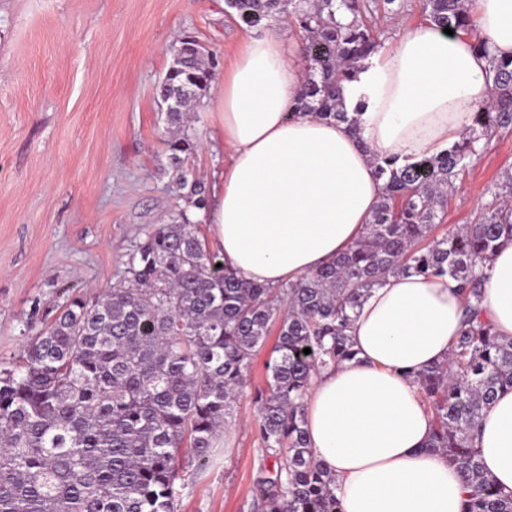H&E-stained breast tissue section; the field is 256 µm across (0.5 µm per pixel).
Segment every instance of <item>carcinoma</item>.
Returning a JSON list of instances; mask_svg holds the SVG:
<instances>
[{
  "label": "carcinoma",
  "mask_w": 512,
  "mask_h": 512,
  "mask_svg": "<svg viewBox=\"0 0 512 512\" xmlns=\"http://www.w3.org/2000/svg\"><path fill=\"white\" fill-rule=\"evenodd\" d=\"M467 0H423L438 28L469 32ZM395 0H227L239 24L285 19L305 33L304 90L288 109L344 122L342 83L379 45L373 18ZM352 20L342 22L343 13ZM492 98L443 153L399 166L375 159L385 180L359 239L327 266L281 287L249 283L218 266L182 210L154 224L128 254L123 278L90 300L71 297L0 365V512H175L181 449L204 466L248 385L252 360L273 326L266 387L254 394L266 457L288 450L260 481L254 512H340L331 474L309 447L304 397L312 375L354 358L347 329L372 288L400 274L453 280L466 303L448 357L420 372L432 415L429 451L448 457L469 489L462 512H512L472 448L497 394L512 389V338L481 317L484 267L512 240V174L488 189L478 221L434 235L438 212L492 141L512 131V58L482 41ZM218 66L198 45L175 47L157 95L166 112L168 160L187 206H207L204 183L185 167L191 105ZM308 348L311 353H303Z\"/></svg>",
  "instance_id": "carcinoma-1"
}]
</instances>
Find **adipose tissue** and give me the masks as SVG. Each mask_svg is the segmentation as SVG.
I'll return each mask as SVG.
<instances>
[{
    "label": "adipose tissue",
    "instance_id": "adipose-tissue-1",
    "mask_svg": "<svg viewBox=\"0 0 512 512\" xmlns=\"http://www.w3.org/2000/svg\"><path fill=\"white\" fill-rule=\"evenodd\" d=\"M472 17L474 34L416 24L359 62L343 89L346 110L359 115L357 138L342 122L289 117L307 79L299 37L244 30L217 92L227 158L202 213L225 267L247 282L300 281L370 221L384 192L374 159L402 166L460 139L491 92L475 40L512 56V0H475ZM487 274L484 315L512 337V243ZM463 305L447 278L388 277L350 326L354 359L312 377L305 427L341 512H461L467 488L454 463L426 448L432 420L416 377L447 357ZM473 445L512 494V390L484 413Z\"/></svg>",
    "mask_w": 512,
    "mask_h": 512
}]
</instances>
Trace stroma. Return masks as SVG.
Listing matches in <instances>:
<instances>
[{"mask_svg": "<svg viewBox=\"0 0 512 512\" xmlns=\"http://www.w3.org/2000/svg\"><path fill=\"white\" fill-rule=\"evenodd\" d=\"M241 26L218 0H0V361L16 358L72 294L118 282L128 253L185 202L168 163L156 87L172 45L194 35L233 64ZM214 92L188 131L186 164L205 186L224 168ZM512 173V133L493 142L439 215L438 230L474 223L487 188ZM275 337L257 352L233 404L234 432L204 468L186 460L178 512H252L263 458L256 389Z\"/></svg>", "mask_w": 512, "mask_h": 512, "instance_id": "35a3bbf8", "label": "stroma"}]
</instances>
